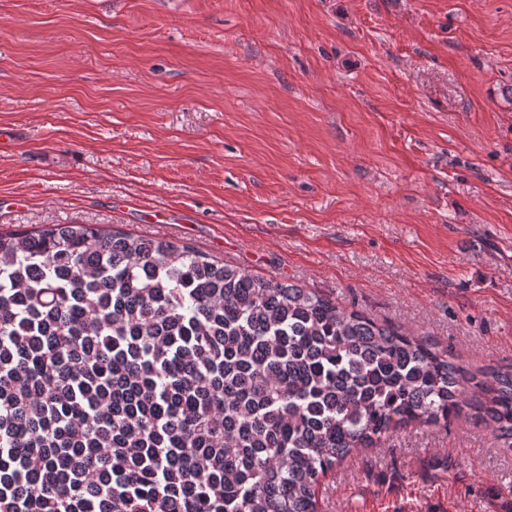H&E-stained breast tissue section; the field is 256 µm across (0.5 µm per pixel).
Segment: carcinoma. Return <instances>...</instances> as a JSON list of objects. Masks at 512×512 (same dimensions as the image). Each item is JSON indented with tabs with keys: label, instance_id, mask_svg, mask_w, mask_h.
Segmentation results:
<instances>
[{
	"label": "carcinoma",
	"instance_id": "obj_1",
	"mask_svg": "<svg viewBox=\"0 0 512 512\" xmlns=\"http://www.w3.org/2000/svg\"><path fill=\"white\" fill-rule=\"evenodd\" d=\"M465 405L512 449V369L187 244L0 233V512H319L354 450Z\"/></svg>",
	"mask_w": 512,
	"mask_h": 512
}]
</instances>
